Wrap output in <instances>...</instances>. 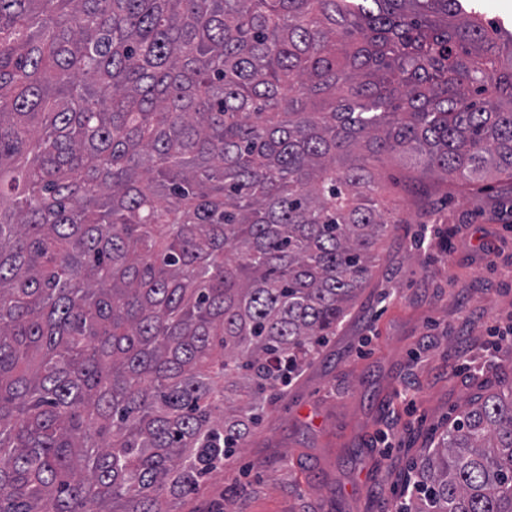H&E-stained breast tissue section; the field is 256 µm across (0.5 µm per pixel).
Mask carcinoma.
I'll list each match as a JSON object with an SVG mask.
<instances>
[{
  "label": "carcinoma",
  "instance_id": "1",
  "mask_svg": "<svg viewBox=\"0 0 512 512\" xmlns=\"http://www.w3.org/2000/svg\"><path fill=\"white\" fill-rule=\"evenodd\" d=\"M512 180L465 0H0V512H181L336 335L370 162ZM407 512H512V381Z\"/></svg>",
  "mask_w": 512,
  "mask_h": 512
}]
</instances>
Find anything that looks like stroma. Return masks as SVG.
<instances>
[{
	"label": "stroma",
	"mask_w": 512,
	"mask_h": 512,
	"mask_svg": "<svg viewBox=\"0 0 512 512\" xmlns=\"http://www.w3.org/2000/svg\"><path fill=\"white\" fill-rule=\"evenodd\" d=\"M375 174L399 221L377 242L370 278L234 466L183 512H398L419 454L468 399L512 379V337L486 352L488 325L512 321V181L449 182L396 152Z\"/></svg>",
	"instance_id": "stroma-1"
}]
</instances>
